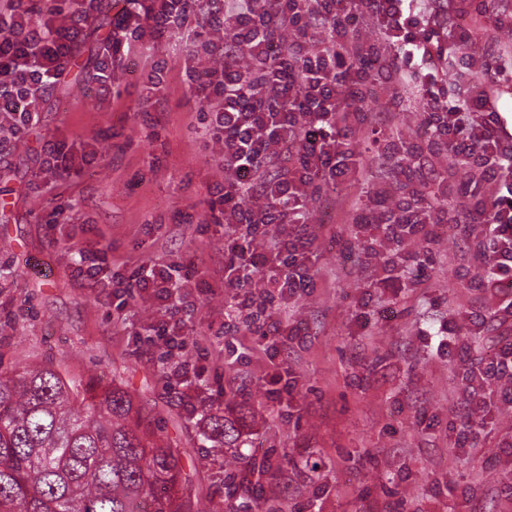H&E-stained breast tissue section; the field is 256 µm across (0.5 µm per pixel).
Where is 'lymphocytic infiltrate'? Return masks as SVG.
<instances>
[{
    "instance_id": "lymphocytic-infiltrate-1",
    "label": "lymphocytic infiltrate",
    "mask_w": 512,
    "mask_h": 512,
    "mask_svg": "<svg viewBox=\"0 0 512 512\" xmlns=\"http://www.w3.org/2000/svg\"><path fill=\"white\" fill-rule=\"evenodd\" d=\"M100 9V0H81L71 12L56 0L42 12L9 0L0 13L1 133L15 136L38 122L40 100L70 67ZM358 17L378 37H351ZM319 29L327 46L315 40ZM175 30L194 45L187 61L205 105L204 146L224 166L208 210L211 223L226 227L223 284L235 298L226 333L247 327L269 340L272 359L281 339L298 336L284 314L313 284L307 255L315 240L300 209L351 170L348 138L366 122L355 102L387 93L428 99L423 124L431 135L407 143L388 133L380 153L426 161L439 178L420 176L408 193L398 179L381 182L368 204L353 207L365 252L383 260L384 287L404 288L397 270L418 259L407 243H435L450 219L470 246L472 288L512 292V134L492 97V66L485 54H470L468 84L454 97L439 70L474 30L449 29L443 10L426 13L423 0H122L103 39L100 83L111 81L123 50L152 58ZM458 171L473 204L451 213L442 200ZM265 236L269 246L258 249ZM260 270L268 274L261 288L253 280ZM465 365L462 415L452 424L461 448L474 444V417L512 412V337L491 358Z\"/></svg>"
}]
</instances>
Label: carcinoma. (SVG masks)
I'll list each match as a JSON object with an SVG mask.
<instances>
[{
  "mask_svg": "<svg viewBox=\"0 0 512 512\" xmlns=\"http://www.w3.org/2000/svg\"><path fill=\"white\" fill-rule=\"evenodd\" d=\"M235 432L218 416L204 440ZM180 455L122 386L0 365V512H187Z\"/></svg>",
  "mask_w": 512,
  "mask_h": 512,
  "instance_id": "1",
  "label": "carcinoma"
}]
</instances>
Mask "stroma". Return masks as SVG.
Masks as SVG:
<instances>
[{
    "label": "stroma",
    "instance_id": "1",
    "mask_svg": "<svg viewBox=\"0 0 512 512\" xmlns=\"http://www.w3.org/2000/svg\"><path fill=\"white\" fill-rule=\"evenodd\" d=\"M472 44L444 78L461 85L464 57L512 49V26L495 27L512 0H483ZM189 42L173 32L156 49L165 63V111L147 110L146 61L129 52L107 94H100L99 34L86 29L68 74L43 98L40 119L12 139L0 160V356L17 366L50 362L74 378L129 388L148 420L178 442L189 481L190 512H466L470 497L486 512H512V414L476 422L474 448H455L451 429L462 400V366L440 350L437 331L451 316L471 355L512 333L498 293L470 290L464 240L447 235L411 285L381 284L380 261L365 263L354 237L352 201L384 176L387 164L363 128L350 142L365 172L338 183L334 206L309 203L317 236L312 288L287 316L305 330L284 341L279 379H272L267 342L224 332L233 292L194 296L185 317L186 348H154L163 311L158 301L129 297L88 276L84 259L107 250L113 269L175 264L193 279L224 272V232L206 202L224 180L218 156L203 148L199 107L185 73ZM428 101L410 99L387 112L382 101L359 103L370 119L415 136ZM63 140L93 162L64 177L42 172L44 142ZM65 221L50 223L56 208ZM222 410L239 422L223 456L202 445L207 416ZM269 461L262 491H232V474Z\"/></svg>",
    "mask_w": 512,
    "mask_h": 512
}]
</instances>
